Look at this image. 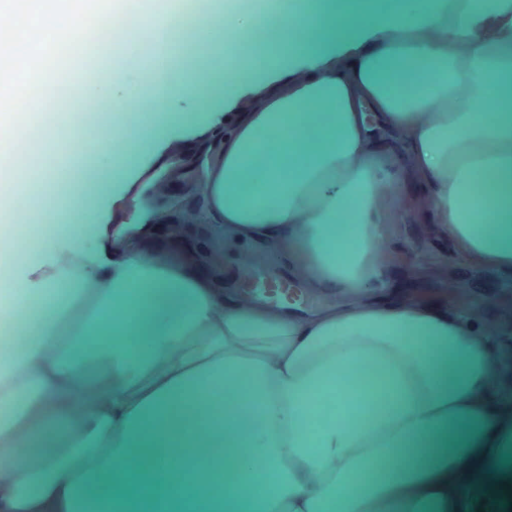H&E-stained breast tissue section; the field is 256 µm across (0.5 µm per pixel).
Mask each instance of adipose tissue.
<instances>
[{"label": "adipose tissue", "instance_id": "ef3b65f1", "mask_svg": "<svg viewBox=\"0 0 512 512\" xmlns=\"http://www.w3.org/2000/svg\"><path fill=\"white\" fill-rule=\"evenodd\" d=\"M96 2L0 0V147L74 135L37 116L72 85L68 50L109 51L131 6ZM195 4L136 17L160 59L140 139L116 154L103 132L111 167L44 207L55 237L0 252V512H479L490 478L512 512L497 341L377 247L407 182L465 264L512 271V0H299L272 23ZM175 24L264 40L182 72ZM219 131L212 223L336 304L248 301L196 252L114 223L170 142Z\"/></svg>", "mask_w": 512, "mask_h": 512}]
</instances>
